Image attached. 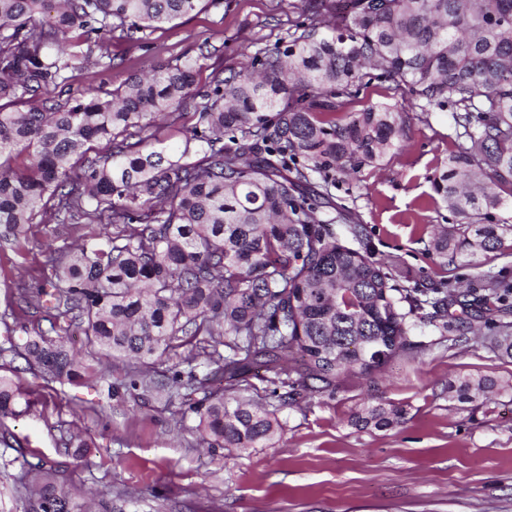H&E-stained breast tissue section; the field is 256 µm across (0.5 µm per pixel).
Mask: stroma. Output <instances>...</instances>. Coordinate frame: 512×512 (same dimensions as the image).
<instances>
[{
  "label": "stroma",
  "instance_id": "35a3bbf8",
  "mask_svg": "<svg viewBox=\"0 0 512 512\" xmlns=\"http://www.w3.org/2000/svg\"><path fill=\"white\" fill-rule=\"evenodd\" d=\"M307 17L305 0H210L209 4L155 29L145 40L113 39L112 66H91L77 87L113 90L131 77L179 58L199 44L215 45L196 76L208 85L213 72L237 68L258 49L287 43L289 31ZM343 109L358 112L376 103L406 108L405 150L357 176L337 177L329 191L337 210L367 225L368 246L379 259H400L405 286L439 279L428 245L441 225L457 216L433 192L431 178L448 158L454 135L453 106L421 109L407 90L368 75L342 95ZM61 225L34 226L20 245L0 241V346L22 342L33 328H49L46 312L20 303L18 284L37 287L55 262V250L92 236ZM512 282V236L495 252L478 255L451 272L457 285L485 272ZM476 337L449 347L439 332L418 322L415 349L393 357L369 375L348 374L335 386L307 397L287 388L266 368L252 371L240 395L275 411L282 430L272 446L246 452L211 451L195 430L193 407L202 391L174 390L159 399L128 387L125 365L96 354L73 334L68 342L104 379L72 386L45 379L22 358L12 367L33 391L36 410L5 419L0 432V512H22L12 492L18 456L43 461L80 490L112 501L121 512H512V392L489 402L459 403L449 382L485 377L512 381V361L498 358ZM209 369L202 343L176 348L149 367L152 377ZM116 396H108V383ZM385 403L404 411L394 428L361 430L354 415L365 405ZM84 405L80 422L90 448L87 458L67 453L61 438L70 429V409Z\"/></svg>",
  "mask_w": 512,
  "mask_h": 512
}]
</instances>
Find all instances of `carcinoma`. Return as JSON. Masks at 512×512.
Segmentation results:
<instances>
[{"label": "carcinoma", "mask_w": 512, "mask_h": 512, "mask_svg": "<svg viewBox=\"0 0 512 512\" xmlns=\"http://www.w3.org/2000/svg\"><path fill=\"white\" fill-rule=\"evenodd\" d=\"M205 0H0V239L18 244L44 217L102 231L76 251L61 249L50 278L19 289L66 324L37 329L23 349L43 376L81 385L89 368L67 348V331L119 360L152 363L175 343L209 338L214 370L197 380L196 430L211 448H265L275 413L236 395L257 362L305 394L345 374L369 375L416 346L415 320L463 334L494 326L483 343L512 360V283L486 275L460 289L397 283L374 257L363 224L332 228L336 205L311 189L319 176L358 174L403 150L406 109L372 104L342 111V95L372 66L418 106L456 107L455 138L432 189L459 225L442 226L429 250L441 271L502 247L511 224L492 211L512 203V0H348L321 32L333 0H313L284 48L259 51L206 89L196 74L213 55L168 63L115 91L71 92L88 66H112L119 31L148 30L194 12ZM195 101L182 144L150 132L158 115ZM224 351H219V347ZM129 386L158 397L167 385L144 372ZM496 387L490 379L448 384L458 401ZM30 408L12 370L0 365V422ZM403 410L376 404L355 425L387 430ZM87 455L79 427L63 441ZM24 512H87L81 491L58 471L24 461Z\"/></svg>", "instance_id": "obj_1"}]
</instances>
